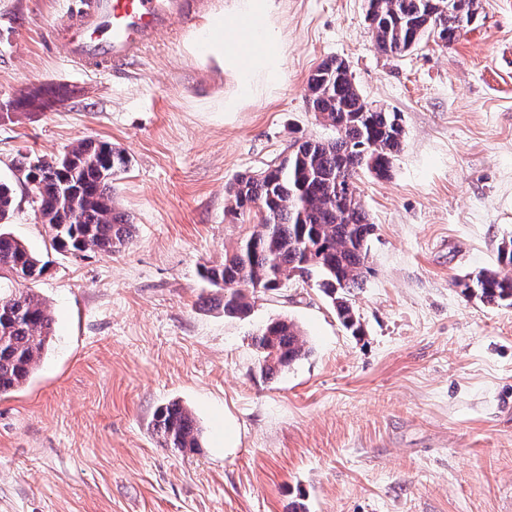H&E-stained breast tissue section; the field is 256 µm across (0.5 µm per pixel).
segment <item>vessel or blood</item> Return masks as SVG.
Listing matches in <instances>:
<instances>
[{
    "mask_svg": "<svg viewBox=\"0 0 512 512\" xmlns=\"http://www.w3.org/2000/svg\"><path fill=\"white\" fill-rule=\"evenodd\" d=\"M201 0H89L59 38L76 65L117 67L146 50L175 23L195 21Z\"/></svg>",
    "mask_w": 512,
    "mask_h": 512,
    "instance_id": "1",
    "label": "vessel or blood"
}]
</instances>
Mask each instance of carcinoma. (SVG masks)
Returning a JSON list of instances; mask_svg holds the SVG:
<instances>
[{"label": "carcinoma", "mask_w": 512, "mask_h": 512, "mask_svg": "<svg viewBox=\"0 0 512 512\" xmlns=\"http://www.w3.org/2000/svg\"><path fill=\"white\" fill-rule=\"evenodd\" d=\"M479 0H367L366 16L379 51L399 55L428 39L448 47L477 20ZM317 121L336 131L324 140H305L279 163L259 174L242 175L227 190L228 210L254 213L258 224L225 253L224 263L203 266L201 277L224 290V313L245 317L249 297L280 288L293 277L320 278L337 318L362 332L349 295L364 285L369 241L375 225L360 196V174L391 175L404 146L401 115L367 101L348 64L322 61L307 80ZM112 143L79 139L50 159L21 154L15 168L35 195L41 223L51 231V248L83 257L115 253L132 241L130 215L116 205L117 181L128 168ZM13 189L0 181V222L13 209ZM505 272L480 271L456 282L462 294L488 305L512 303V237L498 250ZM47 264L19 238L0 227V395L19 388L54 336L46 302L26 287ZM262 375L272 378L307 353L293 321L280 318L253 333ZM152 432L161 448L199 447L201 428L177 401L157 409Z\"/></svg>", "instance_id": "carcinoma-1"}]
</instances>
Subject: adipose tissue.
Returning a JSON list of instances; mask_svg holds the SVG:
<instances>
[{
	"mask_svg": "<svg viewBox=\"0 0 512 512\" xmlns=\"http://www.w3.org/2000/svg\"><path fill=\"white\" fill-rule=\"evenodd\" d=\"M274 0H240L234 22L213 17L205 31V49L224 58L243 94H252L257 79L272 83L280 77L279 36L270 24Z\"/></svg>",
	"mask_w": 512,
	"mask_h": 512,
	"instance_id": "ef3b65f1",
	"label": "adipose tissue"
}]
</instances>
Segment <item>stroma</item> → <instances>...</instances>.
<instances>
[{
	"label": "stroma",
	"mask_w": 512,
	"mask_h": 512,
	"mask_svg": "<svg viewBox=\"0 0 512 512\" xmlns=\"http://www.w3.org/2000/svg\"><path fill=\"white\" fill-rule=\"evenodd\" d=\"M79 2L0 0L8 229L47 261L33 289L55 318L33 375L0 395V512H512V306L456 286L497 270L512 237V0H481L450 47L393 56L365 0H275L281 74L244 99L198 52V24L123 69L75 67L49 31ZM331 57L405 129L390 178L360 181L375 232L356 336L316 280L292 278L239 319L199 276L255 223L228 211L227 187L333 137L307 101ZM49 88L68 100L14 107ZM84 137L127 154L116 202L135 232L121 253L75 259L52 250L14 161ZM279 318L308 352L268 379L251 334ZM172 400L200 448L158 446L150 421Z\"/></svg>",
	"instance_id": "1"
}]
</instances>
